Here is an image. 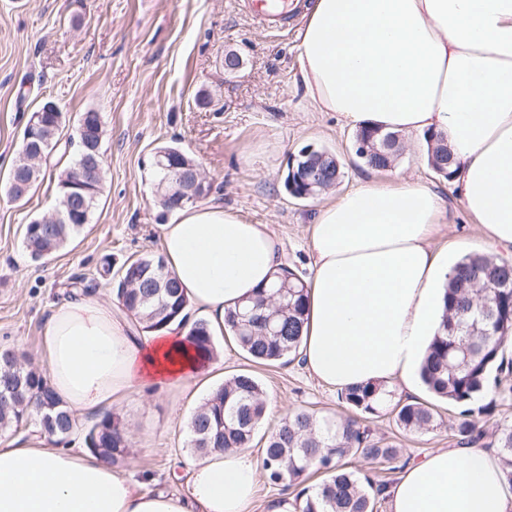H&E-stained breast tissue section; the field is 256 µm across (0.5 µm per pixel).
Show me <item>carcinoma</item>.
I'll return each mask as SVG.
<instances>
[{
	"label": "carcinoma",
	"mask_w": 512,
	"mask_h": 512,
	"mask_svg": "<svg viewBox=\"0 0 512 512\" xmlns=\"http://www.w3.org/2000/svg\"><path fill=\"white\" fill-rule=\"evenodd\" d=\"M66 122L54 114L45 115L37 141L43 158L57 148ZM88 133L76 123L74 135L65 148L73 149V160L58 178L56 224H38L23 230V244L32 259L39 260L65 246L79 233L96 209L104 178L83 193L84 207L76 205L66 185L70 171L82 160L83 140ZM374 138L378 152L361 162L372 170H385L401 155L402 135L393 131L361 129L355 139ZM427 160L443 178H454V157L448 145L435 133L425 134ZM319 169L321 177L312 187L319 195L332 182L341 179V166L327 157ZM41 166L23 170L24 188L7 182V197L15 201L28 195L39 181ZM115 295L119 303L144 329L164 327L171 322L187 323L188 302L179 282L166 269L160 255H144L125 261L117 271ZM306 282L287 271L268 288L246 301L224 318L229 333L247 358L256 363L293 361L299 356L306 317ZM197 355L211 359L214 336L204 320L194 321L188 333ZM512 341V263L488 254L473 253L456 263V274L446 285L442 330L434 336L420 377L436 399L456 409L449 426L460 446L483 443L484 424L497 410L498 402L512 394V357L506 346ZM11 350L0 351V391L5 384L22 381L26 397L12 400L0 397V435H12L28 428L55 444H64L77 423L73 413L56 396L49 379L31 363L8 362ZM386 392L375 384L348 388L339 399L355 413L343 420L298 409L282 418L266 437L262 448V475L265 481L285 490L295 489L297 512H377L376 504L386 498L388 481L377 475L348 469V459L359 457L372 464L398 461L401 449L391 442L372 438L360 419L379 413ZM266 398L259 381L242 372L224 380L191 416L187 424V448L202 455L222 453L229 448H248L260 426ZM402 433L415 434L437 427L433 404L407 399L390 411ZM498 449L505 480L512 486V423L498 424L492 434ZM91 453L101 460L120 465L128 455L125 423L116 414L107 415L86 433ZM314 470L323 479L306 484Z\"/></svg>",
	"instance_id": "carcinoma-1"
}]
</instances>
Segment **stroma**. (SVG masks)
<instances>
[{
	"instance_id": "1",
	"label": "stroma",
	"mask_w": 512,
	"mask_h": 512,
	"mask_svg": "<svg viewBox=\"0 0 512 512\" xmlns=\"http://www.w3.org/2000/svg\"><path fill=\"white\" fill-rule=\"evenodd\" d=\"M302 21L296 9L287 31H271L251 17L244 0H0V350L35 358L72 278L92 281L96 294L110 301L113 284L99 275L104 258L117 268L159 253L160 227L170 220L155 200L151 177L159 146L189 153L211 187L207 202H223L251 223L268 225L284 243L286 265L308 277L313 213L375 172L355 156L354 130L314 111L294 81ZM231 51L243 61L235 73L224 70ZM47 100L66 115L68 135L83 112L101 114L104 185L90 224L35 262L24 248L23 227L55 210L62 166L50 159L44 180L24 201H8L5 186L25 124ZM403 141L392 173L430 186L448 207L436 247L452 246L457 259L488 252L480 225L428 165L423 135ZM307 143L333 153L342 178L316 198L298 199L283 179L291 154ZM215 362L205 380L135 393L115 409L133 434L129 461L154 477L155 488L184 491L187 423L232 374L247 371L260 381L267 401L263 432L274 429L282 412L299 408L338 419L349 414L301 362L254 363L225 336L215 339ZM437 410L440 426L398 437L399 466L452 447L447 423L454 411L442 402Z\"/></svg>"
}]
</instances>
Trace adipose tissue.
Segmentation results:
<instances>
[{"label": "adipose tissue", "mask_w": 512, "mask_h": 512, "mask_svg": "<svg viewBox=\"0 0 512 512\" xmlns=\"http://www.w3.org/2000/svg\"><path fill=\"white\" fill-rule=\"evenodd\" d=\"M296 40L295 79L316 111L354 129L443 137L465 210L491 248L512 252V0H310ZM447 221L435 190L400 177L361 184L313 215L300 348L310 376L339 390L414 391L455 266L433 244ZM159 247L216 336L225 312L283 265L267 225L218 202L176 210ZM38 357L78 418L211 368L186 328L135 336L92 293L54 309ZM187 474L186 494L155 492L82 449L0 440V512H250L259 467L246 449L193 457ZM387 496L388 512H512L499 456L478 446L425 454Z\"/></svg>", "instance_id": "ef3b65f1"}]
</instances>
